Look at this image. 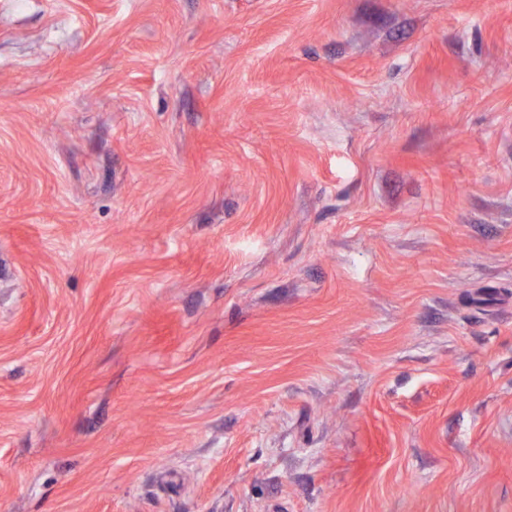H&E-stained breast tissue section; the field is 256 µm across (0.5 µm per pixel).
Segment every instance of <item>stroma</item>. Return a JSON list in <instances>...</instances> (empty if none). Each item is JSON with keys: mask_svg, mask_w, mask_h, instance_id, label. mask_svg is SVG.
I'll list each match as a JSON object with an SVG mask.
<instances>
[{"mask_svg": "<svg viewBox=\"0 0 512 512\" xmlns=\"http://www.w3.org/2000/svg\"><path fill=\"white\" fill-rule=\"evenodd\" d=\"M0 512H512V0H0Z\"/></svg>", "mask_w": 512, "mask_h": 512, "instance_id": "35a3bbf8", "label": "stroma"}]
</instances>
